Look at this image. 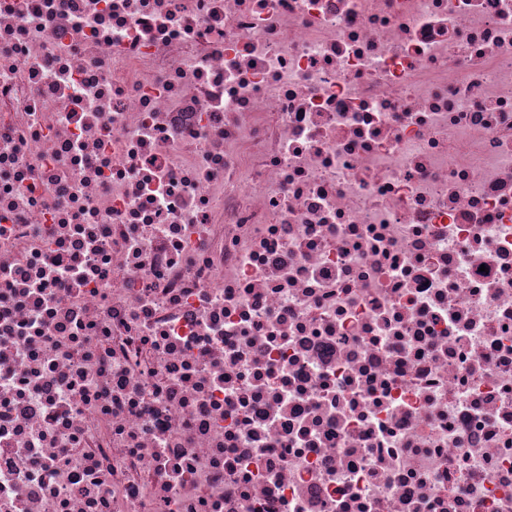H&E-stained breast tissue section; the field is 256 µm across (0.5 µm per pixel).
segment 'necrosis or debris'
Instances as JSON below:
<instances>
[{
    "instance_id": "necrosis-or-debris-1",
    "label": "necrosis or debris",
    "mask_w": 512,
    "mask_h": 512,
    "mask_svg": "<svg viewBox=\"0 0 512 512\" xmlns=\"http://www.w3.org/2000/svg\"><path fill=\"white\" fill-rule=\"evenodd\" d=\"M0 512H512V0H0Z\"/></svg>"
}]
</instances>
